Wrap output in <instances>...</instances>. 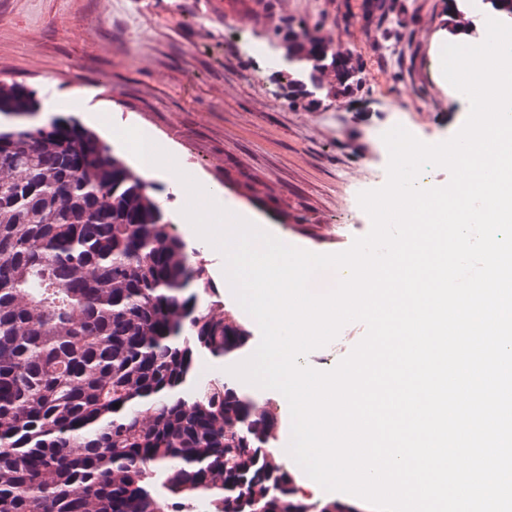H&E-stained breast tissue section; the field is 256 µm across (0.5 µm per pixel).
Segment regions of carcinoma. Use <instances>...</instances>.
<instances>
[{
    "instance_id": "cac0c4a2",
    "label": "carcinoma",
    "mask_w": 512,
    "mask_h": 512,
    "mask_svg": "<svg viewBox=\"0 0 512 512\" xmlns=\"http://www.w3.org/2000/svg\"><path fill=\"white\" fill-rule=\"evenodd\" d=\"M320 69L336 53L288 48ZM0 81V512H339L271 452L230 372L250 332L189 263L151 184L76 117ZM119 407H114V404Z\"/></svg>"
}]
</instances>
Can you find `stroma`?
Instances as JSON below:
<instances>
[{
  "mask_svg": "<svg viewBox=\"0 0 512 512\" xmlns=\"http://www.w3.org/2000/svg\"><path fill=\"white\" fill-rule=\"evenodd\" d=\"M217 2L0 0V79L27 84L63 113L84 90L79 120L93 112L151 131L181 172L223 190L230 212L256 216L301 249L347 250L371 229L359 192L387 181L378 137L401 124L440 143L468 117L437 59L448 0H388L387 13L369 19L365 0H254L229 34ZM292 28L342 51L357 87L330 74L317 94L290 93L281 70L243 48L281 47ZM365 331L347 324L305 364L333 369Z\"/></svg>",
  "mask_w": 512,
  "mask_h": 512,
  "instance_id": "stroma-1",
  "label": "stroma"
}]
</instances>
